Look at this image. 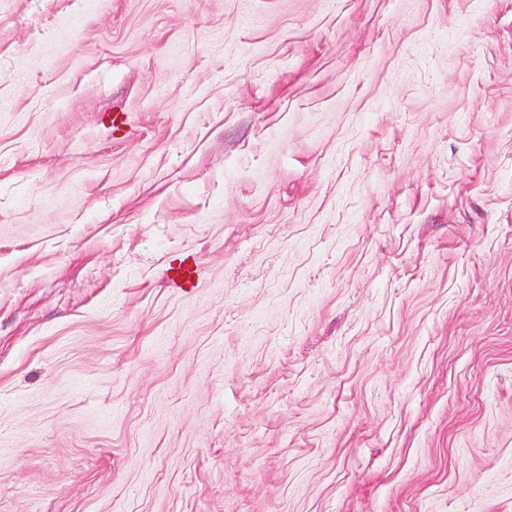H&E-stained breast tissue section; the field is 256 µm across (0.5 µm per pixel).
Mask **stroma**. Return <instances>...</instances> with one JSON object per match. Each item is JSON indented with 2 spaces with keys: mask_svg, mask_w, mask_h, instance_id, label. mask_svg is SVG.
Wrapping results in <instances>:
<instances>
[{
  "mask_svg": "<svg viewBox=\"0 0 512 512\" xmlns=\"http://www.w3.org/2000/svg\"><path fill=\"white\" fill-rule=\"evenodd\" d=\"M0 512H512V0H0ZM198 276V265L194 257L187 256L178 267L172 268L168 283L172 288L193 286Z\"/></svg>",
  "mask_w": 512,
  "mask_h": 512,
  "instance_id": "obj_1",
  "label": "stroma"
}]
</instances>
